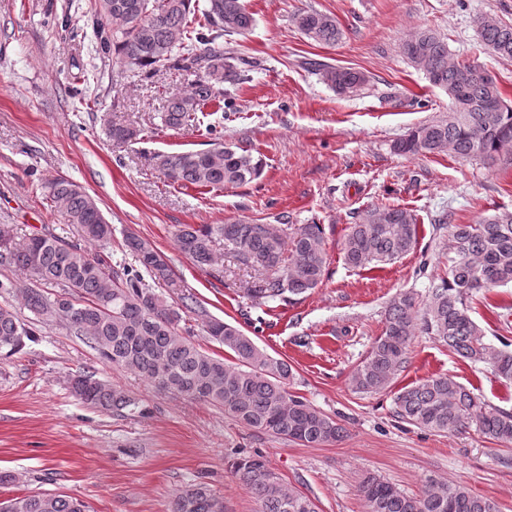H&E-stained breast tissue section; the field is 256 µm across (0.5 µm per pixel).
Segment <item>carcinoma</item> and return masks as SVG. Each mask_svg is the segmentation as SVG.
<instances>
[{
	"label": "carcinoma",
	"mask_w": 512,
	"mask_h": 512,
	"mask_svg": "<svg viewBox=\"0 0 512 512\" xmlns=\"http://www.w3.org/2000/svg\"><path fill=\"white\" fill-rule=\"evenodd\" d=\"M93 33L97 50L112 55V67L123 72L154 73L160 67L192 72L190 90L164 104L163 121L171 129L195 123L196 113L224 98V84L242 80L245 60L217 40L245 35L254 17L243 0H95ZM297 28L314 42L335 45L342 31L335 17L316 10L294 16ZM483 43L504 61L512 60V25L489 16L474 20ZM402 53L451 101L448 118L412 127L393 148L400 154L448 151L459 158L495 162L512 154V105L495 79L473 65L448 62V43L422 29L402 45ZM324 82L337 94L356 92L366 76L350 68L318 65ZM110 137L130 141L140 131L112 122ZM157 169L172 184L205 188L244 185L260 178L263 161L218 142L201 150L158 153ZM46 198L59 208L65 223L80 227L82 237L105 250L114 228L97 201L81 186L58 178ZM415 215L389 205L364 212L342 243L351 268L390 264L413 250ZM453 257L448 274L430 283V299L419 307L414 294L396 295L387 306L384 328L368 357L352 376L362 393L390 387L408 361L412 339L419 333L448 345L460 357L484 363L512 380V349L486 340L471 316L474 293L512 285V211L484 217L477 224H453ZM224 243L237 265L264 272L243 289L255 303L293 296L316 288L323 279L327 253L319 224L295 228L282 224L233 222L186 224L178 230V249L200 267L216 264V243ZM123 245L136 266L113 267L100 255L50 233L16 240L11 224H0V258L7 259L32 286L22 293L24 307L36 321L64 324L107 364L135 372L154 386L181 396L224 407L239 423L269 435L317 447L344 438V428L329 415L289 390L288 364L259 348L237 326L206 317L201 328L224 347L232 360L214 356L189 339L192 327L184 315L200 313L198 302L174 278L166 257L132 232ZM168 289L169 302L154 285ZM35 336L17 313L0 306V357L23 351ZM74 394L85 404L118 410L136 403L84 372L71 379ZM395 416L430 432L455 435L470 429L499 442L512 443V411L486 408L467 387L448 377H432L407 385L394 399ZM234 475L254 495L258 512H317L314 501L286 487L264 457L246 456L234 464ZM359 493L367 512H498L497 505L461 484L442 487L429 479L420 494L410 496L375 476L365 477ZM0 512H88L74 497L40 493L0 500ZM170 512H224L221 497L199 484L178 492Z\"/></svg>",
	"instance_id": "obj_1"
}]
</instances>
